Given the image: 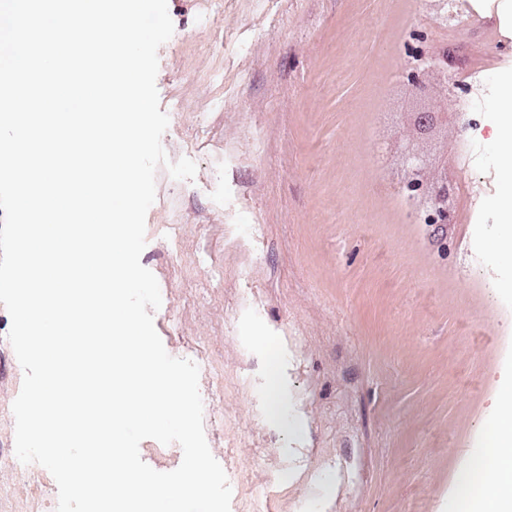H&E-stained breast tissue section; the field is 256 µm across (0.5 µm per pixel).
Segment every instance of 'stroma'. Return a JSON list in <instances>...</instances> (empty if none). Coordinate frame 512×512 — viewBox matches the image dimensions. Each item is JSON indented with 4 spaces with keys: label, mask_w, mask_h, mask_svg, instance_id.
<instances>
[{
    "label": "stroma",
    "mask_w": 512,
    "mask_h": 512,
    "mask_svg": "<svg viewBox=\"0 0 512 512\" xmlns=\"http://www.w3.org/2000/svg\"><path fill=\"white\" fill-rule=\"evenodd\" d=\"M156 86L169 160L156 171L140 262L166 351L200 370L207 444L240 492L230 512H448V482L512 399L498 339L512 330V185L454 157L466 184L439 257L379 158L386 91L425 34L457 73V110L483 97L512 117V82L487 84L481 33L418 0H167ZM491 224L480 262L461 240ZM255 225L256 237L244 229ZM0 305V512H49L17 491L8 450L23 370ZM288 390L271 420L269 369Z\"/></svg>",
    "instance_id": "obj_1"
}]
</instances>
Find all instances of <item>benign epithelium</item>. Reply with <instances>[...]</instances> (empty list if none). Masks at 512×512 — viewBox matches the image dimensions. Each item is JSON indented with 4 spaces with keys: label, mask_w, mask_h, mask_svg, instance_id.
<instances>
[{
    "label": "benign epithelium",
    "mask_w": 512,
    "mask_h": 512,
    "mask_svg": "<svg viewBox=\"0 0 512 512\" xmlns=\"http://www.w3.org/2000/svg\"><path fill=\"white\" fill-rule=\"evenodd\" d=\"M439 82L438 62L433 55L421 49L418 55L408 57L401 76L389 88V120L382 130V150L392 161L395 178L420 184L419 209L432 203L452 224L463 186L449 167L447 128L450 123L460 124V113H448L447 98L441 94ZM414 112L437 115L429 129L434 138L430 154L415 150L396 133L397 128L411 121Z\"/></svg>",
    "instance_id": "obj_1"
}]
</instances>
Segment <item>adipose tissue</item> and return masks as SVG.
I'll return each instance as SVG.
<instances>
[{"mask_svg":"<svg viewBox=\"0 0 512 512\" xmlns=\"http://www.w3.org/2000/svg\"><path fill=\"white\" fill-rule=\"evenodd\" d=\"M488 469L479 498H472L475 473ZM477 502L478 512H512V402L502 403L492 423V448L476 453L469 467L456 480V505Z\"/></svg>","mask_w":512,"mask_h":512,"instance_id":"obj_1","label":"adipose tissue"}]
</instances>
